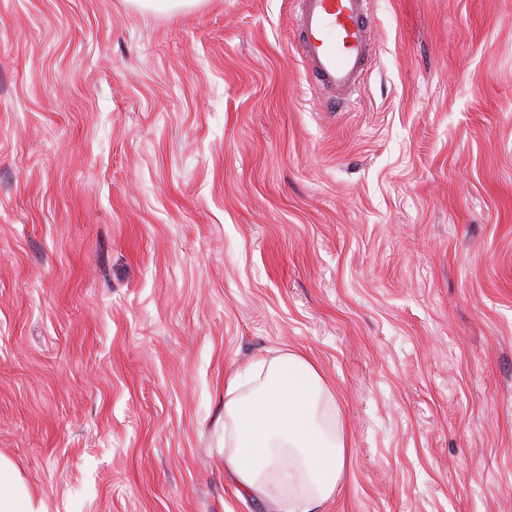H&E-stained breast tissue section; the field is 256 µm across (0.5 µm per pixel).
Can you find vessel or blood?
Segmentation results:
<instances>
[{"instance_id":"obj_1","label":"vessel or blood","mask_w":512,"mask_h":512,"mask_svg":"<svg viewBox=\"0 0 512 512\" xmlns=\"http://www.w3.org/2000/svg\"><path fill=\"white\" fill-rule=\"evenodd\" d=\"M296 33L313 84L335 102L351 103L372 46L367 0H299Z\"/></svg>"}]
</instances>
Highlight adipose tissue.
<instances>
[{
    "label": "adipose tissue",
    "instance_id": "1",
    "mask_svg": "<svg viewBox=\"0 0 512 512\" xmlns=\"http://www.w3.org/2000/svg\"><path fill=\"white\" fill-rule=\"evenodd\" d=\"M332 393L316 367L295 353L234 369L224 388V467L249 495L284 483L276 512H321L345 471L346 426L318 421ZM0 512H43L13 464L0 458Z\"/></svg>",
    "mask_w": 512,
    "mask_h": 512
}]
</instances>
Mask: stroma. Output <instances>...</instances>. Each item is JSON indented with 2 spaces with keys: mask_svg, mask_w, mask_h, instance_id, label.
Returning <instances> with one entry per match:
<instances>
[{
  "mask_svg": "<svg viewBox=\"0 0 512 512\" xmlns=\"http://www.w3.org/2000/svg\"><path fill=\"white\" fill-rule=\"evenodd\" d=\"M348 109L295 0H0V455L47 512H269L224 381L311 359L323 512H512V0H370Z\"/></svg>",
  "mask_w": 512,
  "mask_h": 512,
  "instance_id": "35a3bbf8",
  "label": "stroma"
}]
</instances>
